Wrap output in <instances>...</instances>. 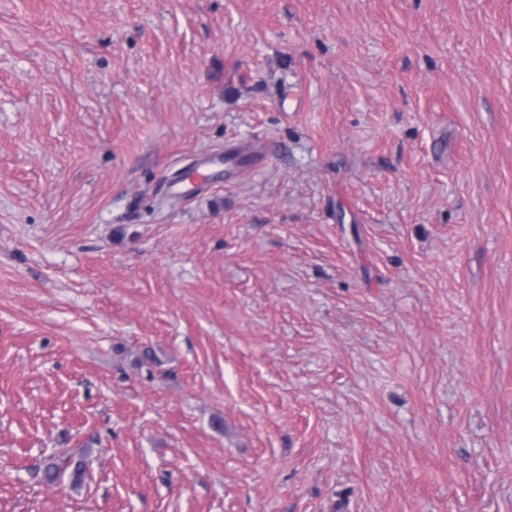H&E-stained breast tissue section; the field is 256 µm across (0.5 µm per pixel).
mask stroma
Wrapping results in <instances>:
<instances>
[{
  "instance_id": "obj_1",
  "label": "stroma",
  "mask_w": 512,
  "mask_h": 512,
  "mask_svg": "<svg viewBox=\"0 0 512 512\" xmlns=\"http://www.w3.org/2000/svg\"><path fill=\"white\" fill-rule=\"evenodd\" d=\"M0 512H512V0H0Z\"/></svg>"
}]
</instances>
